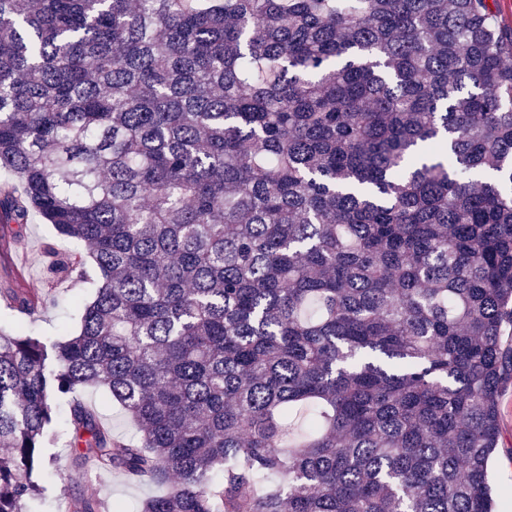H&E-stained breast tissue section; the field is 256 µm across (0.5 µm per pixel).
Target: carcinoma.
Returning <instances> with one entry per match:
<instances>
[{"mask_svg":"<svg viewBox=\"0 0 512 512\" xmlns=\"http://www.w3.org/2000/svg\"><path fill=\"white\" fill-rule=\"evenodd\" d=\"M0 169V223L38 212L89 247L56 273L96 274L78 333L0 329V512L52 491L61 400L77 466L167 487L143 512H492L512 31L489 0H0ZM82 397L98 414L100 421L111 430L113 437L131 440L140 435L137 424L102 390L88 388Z\"/></svg>","mask_w":512,"mask_h":512,"instance_id":"1","label":"carcinoma"}]
</instances>
